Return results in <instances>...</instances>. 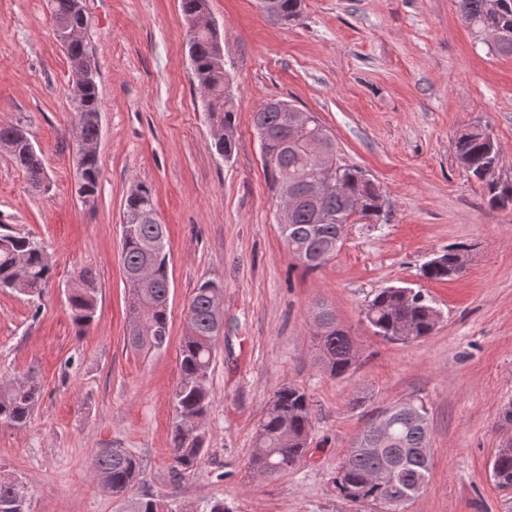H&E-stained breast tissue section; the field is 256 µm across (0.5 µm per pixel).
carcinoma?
Returning <instances> with one entry per match:
<instances>
[{
    "label": "carcinoma",
    "mask_w": 512,
    "mask_h": 512,
    "mask_svg": "<svg viewBox=\"0 0 512 512\" xmlns=\"http://www.w3.org/2000/svg\"><path fill=\"white\" fill-rule=\"evenodd\" d=\"M276 22L286 26L301 15L302 0H276ZM490 0H456L459 16L471 31L482 27L489 16ZM494 18L502 31V43L489 48L492 53L512 55V0H498ZM207 0H181V10L190 31L189 55L197 86L206 99L203 104L210 123L217 128L211 147L229 159L236 148L235 105L224 93V59L216 51L220 40L217 29H194L196 18ZM49 13L56 40L64 43L70 68V98L76 115L75 142H96L100 137L102 102L97 76L82 80L79 70L94 66L86 38L66 40L64 33L88 26L81 0H49ZM298 108L272 99L253 113L256 132H267L260 141L270 187L296 189L299 200L293 218L280 227L288 250L306 269L322 268L336 257V243L357 205L379 217L384 213L382 192L366 174L335 162L334 178L341 190L317 197L304 192L305 184L318 173L311 159L323 145L337 155L336 138L317 117L298 125ZM0 148L9 152L38 187L45 174L40 155L25 129L19 124L0 125ZM454 156L468 178L483 182V172L500 166L501 152L491 149L487 130L479 124L464 129L454 139ZM79 193L95 204L101 166L98 153L80 154ZM493 208L512 205V182H484ZM121 230V256L125 275L145 266L149 280L139 284L126 280L129 292L127 340L137 351L159 350L163 344L157 331L169 330V273L167 231L156 218L154 193L138 184L125 199ZM468 245L458 242L440 251V261H428L421 276L431 281L457 279L466 271ZM54 267L42 242L34 237L0 232V288L28 296L40 295L50 282ZM96 276L92 269H81L67 289L70 317L83 333L95 321L97 308ZM361 314L374 335L389 342H412L435 331L440 312L422 290L407 287L379 288L364 304ZM311 316L319 343V364L331 378H342L359 362V352L351 334L336 322L333 310L323 302L312 307ZM188 331L179 347L180 376L172 393L175 418L170 450L174 467L191 470L201 461L203 448L199 429L210 406V375L216 343L224 328V283L206 280L198 285L188 304ZM41 397L36 376L0 381V423L23 428L30 422ZM311 404L304 389L288 385L274 391L259 422L249 459L253 474L266 477L292 469L307 452L311 435ZM430 447L429 411L421 399H406L386 407L374 422L361 430L341 462L334 485L338 496L358 512H405L406 506L424 489L431 465L421 449ZM90 467L105 488L121 502L120 512H183L166 499L132 497L129 491L139 483L145 464L139 457L117 448H101L90 460ZM490 476L496 485L512 489V438L502 445L490 462ZM22 489L14 477H0V512H25L16 506V492Z\"/></svg>",
    "instance_id": "cac0c4a2"
}]
</instances>
